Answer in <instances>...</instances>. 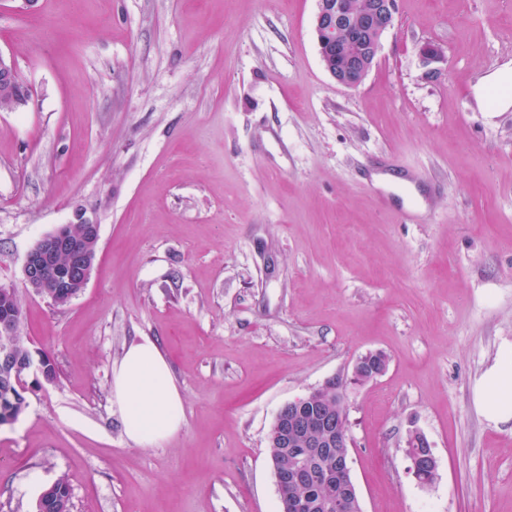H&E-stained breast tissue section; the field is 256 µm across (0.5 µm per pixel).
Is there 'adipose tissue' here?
I'll return each mask as SVG.
<instances>
[{
  "instance_id": "1",
  "label": "adipose tissue",
  "mask_w": 512,
  "mask_h": 512,
  "mask_svg": "<svg viewBox=\"0 0 512 512\" xmlns=\"http://www.w3.org/2000/svg\"><path fill=\"white\" fill-rule=\"evenodd\" d=\"M112 396L124 433L136 446L158 444L182 428L183 396L166 357L150 337H140L113 365ZM477 401L491 420L512 419V349L501 353L489 370Z\"/></svg>"
}]
</instances>
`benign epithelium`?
I'll return each mask as SVG.
<instances>
[{"mask_svg": "<svg viewBox=\"0 0 512 512\" xmlns=\"http://www.w3.org/2000/svg\"><path fill=\"white\" fill-rule=\"evenodd\" d=\"M314 16L320 58L325 69L341 86L356 88L360 86L375 64L381 49L382 37L394 27L397 15V0H369L359 13L353 12L346 0H317ZM422 61L434 64L442 61V48L430 41L418 47ZM11 88L23 85L24 93L14 97L12 111L17 112L28 107L32 91L22 84L18 77L14 57L0 51V84ZM99 242V224L86 215L83 209L73 213L72 220L55 231L41 237L27 253L23 274L28 286L44 294L39 288L48 268H53L54 288L52 301L64 307L77 298L85 289L93 272ZM14 319L0 318V370L18 380L25 377L33 367L32 357L18 354L14 344ZM386 357L379 351L370 352L361 357L353 368L352 381L364 384L381 377L385 370ZM294 403H288V411H279L269 434L283 446L292 447L302 428L293 412ZM320 422L326 431L322 442H310L309 448L324 453L327 449L352 447V438L344 410L336 415H320ZM410 461L409 471L418 477L419 471L426 467L437 466V459L430 453L425 457L407 455ZM319 478L313 468L310 456L305 451L294 452L291 466L276 474V482L282 488L290 484H303ZM359 501L354 485L345 487L343 494L331 502H318L314 508L321 512H345Z\"/></svg>", "mask_w": 512, "mask_h": 512, "instance_id": "benign-epithelium-1", "label": "benign epithelium"}]
</instances>
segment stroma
<instances>
[{
    "label": "stroma",
    "instance_id": "35a3bbf8",
    "mask_svg": "<svg viewBox=\"0 0 512 512\" xmlns=\"http://www.w3.org/2000/svg\"><path fill=\"white\" fill-rule=\"evenodd\" d=\"M317 0H0V51L32 103L0 112V286L54 382L0 425V512L59 476L73 512H280L267 434L339 378L362 512H512V422L476 401L512 348V0H398L358 88L324 68ZM444 51L435 76L419 55ZM413 207L416 224L401 209ZM100 226L85 290L56 307L27 252ZM170 363L180 432L140 448L112 366L140 337ZM373 351L385 374L352 383ZM438 459L423 486L406 440ZM493 90L496 95V105L491 112H504L512 107V68L505 66L490 76L475 88L476 95L482 99Z\"/></svg>",
    "mask_w": 512,
    "mask_h": 512
}]
</instances>
